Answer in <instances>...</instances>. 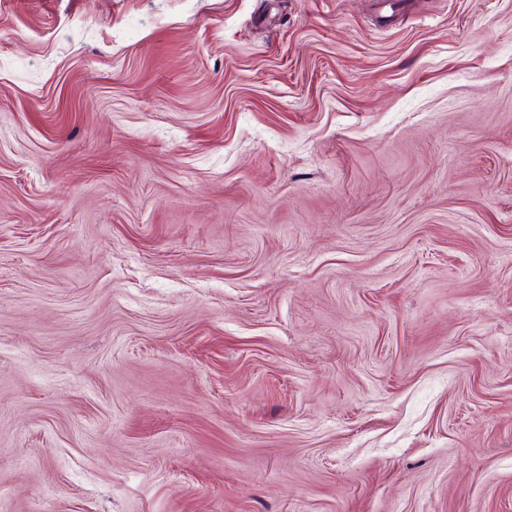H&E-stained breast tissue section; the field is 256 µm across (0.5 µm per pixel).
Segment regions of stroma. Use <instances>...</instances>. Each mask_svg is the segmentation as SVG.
<instances>
[{"label": "stroma", "instance_id": "stroma-1", "mask_svg": "<svg viewBox=\"0 0 512 512\" xmlns=\"http://www.w3.org/2000/svg\"><path fill=\"white\" fill-rule=\"evenodd\" d=\"M0 512H512V0H0Z\"/></svg>", "mask_w": 512, "mask_h": 512}]
</instances>
